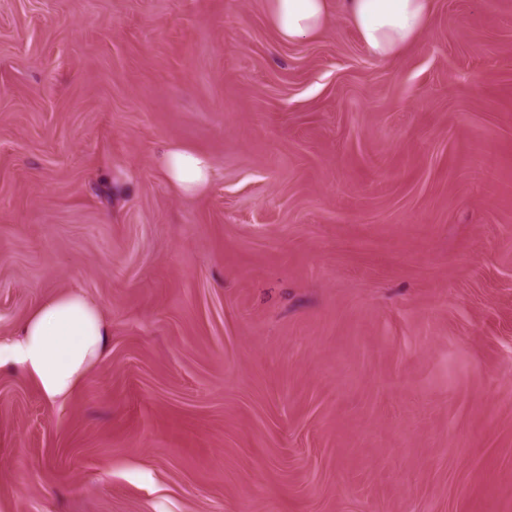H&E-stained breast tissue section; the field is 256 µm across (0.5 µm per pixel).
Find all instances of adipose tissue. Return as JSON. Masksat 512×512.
Instances as JSON below:
<instances>
[{"label":"adipose tissue","instance_id":"adipose-tissue-1","mask_svg":"<svg viewBox=\"0 0 512 512\" xmlns=\"http://www.w3.org/2000/svg\"><path fill=\"white\" fill-rule=\"evenodd\" d=\"M331 0H265L269 25L293 43L321 30ZM432 0H342L343 12L374 57L392 59L426 28ZM170 185L195 195L212 182L211 159L186 148H168L157 159ZM109 329L100 305L72 287L37 305L17 333L0 337V367L12 365L51 404L66 399L102 359Z\"/></svg>","mask_w":512,"mask_h":512}]
</instances>
